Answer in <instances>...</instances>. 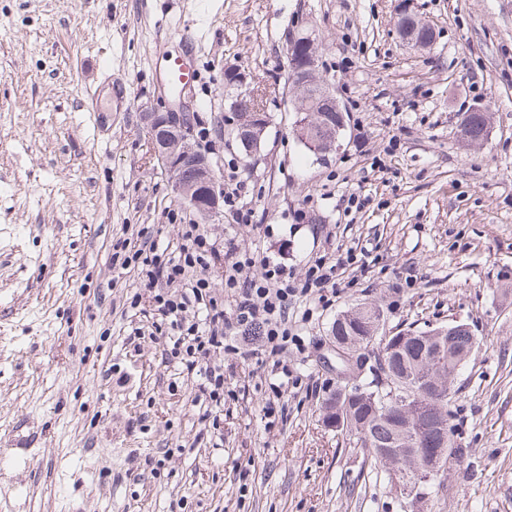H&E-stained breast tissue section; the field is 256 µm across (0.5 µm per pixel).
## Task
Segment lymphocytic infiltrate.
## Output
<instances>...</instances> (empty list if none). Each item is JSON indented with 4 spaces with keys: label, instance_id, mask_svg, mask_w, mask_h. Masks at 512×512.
<instances>
[{
    "label": "lymphocytic infiltrate",
    "instance_id": "obj_1",
    "mask_svg": "<svg viewBox=\"0 0 512 512\" xmlns=\"http://www.w3.org/2000/svg\"><path fill=\"white\" fill-rule=\"evenodd\" d=\"M124 248L122 266L135 269L145 288L153 290L156 311L171 330L167 356L187 373H202L197 400L217 407L224 404V368L209 365L210 356L254 353L274 374H287L288 346L298 340L293 329L313 316L309 301L330 307L340 273L357 262L349 248L334 262L315 261L297 280L266 256L257 279L249 274L252 258L241 257L232 242L216 246L199 224L183 225L177 242L165 248L142 236ZM216 278L224 283L220 296L212 286ZM161 281L181 283L183 289L178 294L158 290Z\"/></svg>",
    "mask_w": 512,
    "mask_h": 512
}]
</instances>
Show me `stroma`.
I'll return each mask as SVG.
<instances>
[{
  "instance_id": "obj_1",
  "label": "stroma",
  "mask_w": 512,
  "mask_h": 512,
  "mask_svg": "<svg viewBox=\"0 0 512 512\" xmlns=\"http://www.w3.org/2000/svg\"><path fill=\"white\" fill-rule=\"evenodd\" d=\"M399 5L0 0V512H512V0H411L434 32L423 49L397 35ZM295 26L323 38L345 116L319 156L292 135ZM188 51L194 81L160 92L168 55ZM243 88L269 109L250 155L229 108ZM151 109L193 113L220 183L234 166L248 183L252 222L221 215L213 239L298 279L365 252L301 328L279 395L256 357L211 355L229 395L210 420L163 339L132 337L156 314L147 297L131 309L140 281L112 262L119 240L164 245L199 221L152 151ZM477 110L490 131L471 144ZM363 302L392 332L460 321L480 338L451 387L464 455L411 507L401 476L323 419L332 324ZM469 126L467 129L466 127ZM489 116L485 112H470L467 114L462 131L472 143L484 141L489 133Z\"/></svg>"
}]
</instances>
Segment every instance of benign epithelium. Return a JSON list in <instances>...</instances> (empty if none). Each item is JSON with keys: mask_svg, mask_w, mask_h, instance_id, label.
<instances>
[{"mask_svg": "<svg viewBox=\"0 0 512 512\" xmlns=\"http://www.w3.org/2000/svg\"><path fill=\"white\" fill-rule=\"evenodd\" d=\"M404 41L417 48H426L433 43L431 33L419 34L418 26L398 25ZM319 35L315 32L295 31L287 36L286 56L289 59L288 72L295 111L299 119L295 122L293 135L303 148L320 152L321 139L318 129L309 125L304 119L307 112H334L337 117L336 131L344 129L345 119L342 109L333 92L327 86L321 73V56L318 48ZM303 49L307 55L302 59L305 69L298 68L292 59L293 52ZM232 109L240 114L241 123L238 139L247 152L258 148L261 138L255 129L267 127L264 110L253 106L252 94L241 91L233 102ZM148 138L155 155L162 164L170 181L175 185L183 201L187 202L204 221L221 213L224 207V189L218 183L208 157L200 151L191 138L188 124L177 112L144 113ZM420 384V381L408 379L395 380L396 389L392 390L393 402L404 404L408 394ZM441 470L438 465L430 463L420 468L415 474L406 477L403 494L412 497L415 493L436 481Z\"/></svg>", "mask_w": 512, "mask_h": 512, "instance_id": "1", "label": "benign epithelium"}]
</instances>
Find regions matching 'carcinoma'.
<instances>
[{"mask_svg":"<svg viewBox=\"0 0 512 512\" xmlns=\"http://www.w3.org/2000/svg\"><path fill=\"white\" fill-rule=\"evenodd\" d=\"M464 133L472 143L484 141L489 133V116L485 112L467 114ZM380 316H372L366 306L348 310L334 321L331 332L337 341L348 343L354 347L365 348L372 340L377 329L376 322ZM478 338L471 328L457 330L453 338L437 336L432 331L402 334L397 332L389 336L381 347L382 354L379 366L386 371L385 378L396 377L408 372H424L429 370L428 356L431 349L440 342L448 352V370L440 374L441 380L448 379V373L460 372L469 355L477 344ZM367 395L352 401L331 396L325 400L324 417L334 414L336 417L358 426L361 448L375 463L391 469L386 454L406 453L401 444L406 427L410 426L419 435L421 454L406 458L401 463L403 468L413 469L428 462L429 450L445 446L453 449V459H458L462 449L455 443L442 444L439 431L448 423L452 416L448 409V401L433 397L432 393L420 387L412 391L408 405L399 407L388 398L391 388L379 387L367 382ZM448 456H443L440 469L448 467Z\"/></svg>","mask_w":512,"mask_h":512,"instance_id":"cac0c4a2","label":"carcinoma"}]
</instances>
